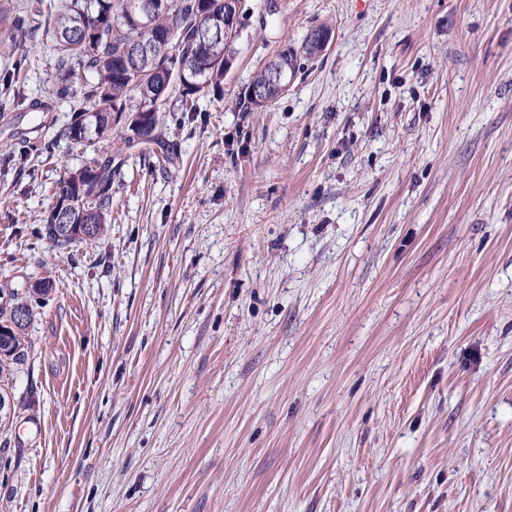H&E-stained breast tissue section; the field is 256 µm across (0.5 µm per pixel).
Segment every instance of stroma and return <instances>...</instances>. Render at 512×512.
<instances>
[{
  "label": "stroma",
  "mask_w": 512,
  "mask_h": 512,
  "mask_svg": "<svg viewBox=\"0 0 512 512\" xmlns=\"http://www.w3.org/2000/svg\"><path fill=\"white\" fill-rule=\"evenodd\" d=\"M65 2L0 0V292L50 290L0 512H512V0H240L221 95L58 250ZM264 86L266 88V96L263 99L254 98L252 91L255 87ZM282 95L281 90L270 86L269 72L266 67L258 71L248 88L244 97H240L237 101V107L244 112H259L264 110L271 102L275 101Z\"/></svg>",
  "instance_id": "stroma-1"
}]
</instances>
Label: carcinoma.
<instances>
[{"label":"carcinoma","instance_id":"cac0c4a2","mask_svg":"<svg viewBox=\"0 0 512 512\" xmlns=\"http://www.w3.org/2000/svg\"><path fill=\"white\" fill-rule=\"evenodd\" d=\"M131 0H69L54 17L48 34L58 60L55 94L64 99L80 95L85 106L62 131L71 148L87 150L93 138H107L113 130L124 132V143L152 144L163 133L162 112L172 91L180 96L182 111L195 112L196 97L208 90H220L231 66L235 37L223 36L208 48L198 46L202 28L212 21H224V14H239L240 0H148L153 5L148 24L129 13ZM169 37L163 46H153L157 36ZM164 73L169 86L161 90L155 78ZM266 88V96L254 98L255 87ZM282 95L270 85L267 68L258 71L237 107L259 112ZM54 199L70 203V223L94 225L89 237L72 234L61 237L53 211L45 219L46 237L56 247L83 243L91 246L107 233L112 207V156H96L80 168L66 173L54 189ZM49 289L39 285L25 291L11 290L0 303V380L13 365L28 359V342L23 329L10 327L15 306L34 314Z\"/></svg>","mask_w":512,"mask_h":512}]
</instances>
